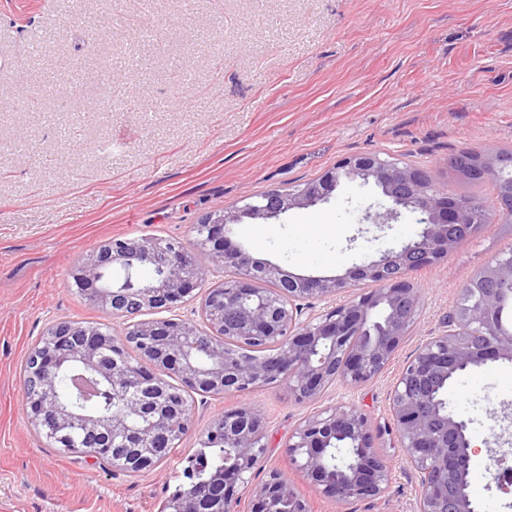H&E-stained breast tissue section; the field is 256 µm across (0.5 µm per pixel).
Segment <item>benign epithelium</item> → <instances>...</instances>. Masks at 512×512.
<instances>
[{
    "label": "benign epithelium",
    "mask_w": 512,
    "mask_h": 512,
    "mask_svg": "<svg viewBox=\"0 0 512 512\" xmlns=\"http://www.w3.org/2000/svg\"><path fill=\"white\" fill-rule=\"evenodd\" d=\"M467 163L496 173L512 169V154L479 155ZM343 179L374 182L392 203L388 220L396 217L399 207L420 213V239L332 278L294 275L275 264L257 263L232 243V226L242 219L278 221L293 208L325 201ZM204 223L215 244L206 267L196 264L192 248L178 241L116 238L104 243L101 252H93L74 276L86 284L95 301L114 307L133 301L144 312L158 303L176 309L196 289L208 288L202 307L205 325L224 330L206 341L210 367L196 362L200 343L190 345L188 339L198 336L200 325L188 319L127 324L145 337L148 355L144 372L134 382L126 371L103 365L95 354L97 347L120 349L126 334L98 333L95 346L61 355L58 348L77 327L55 322L47 328L37 361L45 389H56L63 367L85 368L110 385L116 411L88 414L56 397L45 403L23 392L29 419L38 426L49 421L53 428L75 432L88 426L112 429L109 443L95 448L83 444L80 454L93 460L109 457L114 471L130 472L131 451L139 448L150 450L141 455L140 467H154V453L192 431V406L166 383L167 374L181 377L190 393L212 396L250 392L271 381L286 383L298 402L319 398L338 379L354 386L372 380L417 319L421 295L413 274L445 261L459 243L480 230L467 210L434 187L424 170L372 153L347 157L298 190L271 191L260 207L219 210ZM142 264L153 271L147 281L133 278ZM114 266L125 277L109 283L105 276ZM227 272L233 277L209 284ZM364 281L375 288L322 314L311 313L315 302L353 291ZM511 292V258L481 271L469 284L472 305L462 317L452 315L448 329L419 348L393 387L391 408L406 460L420 473V512H475L470 494L455 484L456 477L470 476L468 423L449 402L434 399L433 391L441 377L451 379L489 360L512 361V330L502 322V298ZM242 339L261 342L276 353L246 357L237 350ZM263 438L264 421L253 407H239L216 419L201 443L234 449V461L215 483H195L173 494L162 512H239L235 485L262 463ZM341 443L355 454L347 467L350 476L338 470L331 477L327 457ZM288 456L320 494L341 504L379 498L388 489V465L375 447L367 418L353 407L329 406L305 418L288 440ZM283 502L289 504L288 512H309L306 500L280 470L272 468L253 491L251 512H281Z\"/></svg>",
    "instance_id": "benign-epithelium-1"
}]
</instances>
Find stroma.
<instances>
[{
  "label": "stroma",
  "mask_w": 512,
  "mask_h": 512,
  "mask_svg": "<svg viewBox=\"0 0 512 512\" xmlns=\"http://www.w3.org/2000/svg\"><path fill=\"white\" fill-rule=\"evenodd\" d=\"M24 98L25 112L15 107ZM503 148H512V0H0V512H161L200 435L241 405L266 422L263 466L237 491L241 512L271 468L311 512H418L390 393L463 287L512 247V225H484L415 273L418 319L372 381L339 382L303 403L284 383L194 396L192 434L136 474L47 448L25 412L20 365L57 321L123 332L122 319L72 286L104 241H192L208 214L360 153L412 163L439 190L461 193L449 158ZM383 202L376 186L345 180L328 202L276 224L244 220L232 239L289 272L340 276L419 239L410 211L375 224ZM447 398L469 423L480 512H512L489 458L512 449V361L470 367ZM335 403L368 418L389 465L382 498L336 504L288 457L299 423Z\"/></svg>",
  "instance_id": "1"
}]
</instances>
